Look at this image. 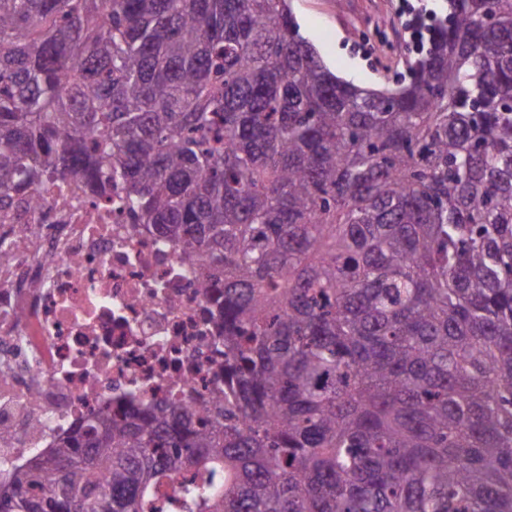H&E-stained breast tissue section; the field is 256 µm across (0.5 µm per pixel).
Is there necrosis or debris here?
Instances as JSON below:
<instances>
[{"instance_id": "4bbe7bcc", "label": "necrosis or debris", "mask_w": 512, "mask_h": 512, "mask_svg": "<svg viewBox=\"0 0 512 512\" xmlns=\"http://www.w3.org/2000/svg\"><path fill=\"white\" fill-rule=\"evenodd\" d=\"M0 478L91 412L224 401V335L181 246L77 182L0 205Z\"/></svg>"}]
</instances>
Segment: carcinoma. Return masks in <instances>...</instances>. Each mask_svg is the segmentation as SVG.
I'll return each instance as SVG.
<instances>
[{
	"label": "carcinoma",
	"mask_w": 512,
	"mask_h": 512,
	"mask_svg": "<svg viewBox=\"0 0 512 512\" xmlns=\"http://www.w3.org/2000/svg\"><path fill=\"white\" fill-rule=\"evenodd\" d=\"M393 89L288 0H0V202L121 191L224 331V408L94 413L0 512H512V0Z\"/></svg>",
	"instance_id": "obj_1"
}]
</instances>
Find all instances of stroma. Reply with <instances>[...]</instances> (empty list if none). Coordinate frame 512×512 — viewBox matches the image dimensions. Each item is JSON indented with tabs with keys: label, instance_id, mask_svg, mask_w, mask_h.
<instances>
[{
	"label": "stroma",
	"instance_id": "35a3bbf8",
	"mask_svg": "<svg viewBox=\"0 0 512 512\" xmlns=\"http://www.w3.org/2000/svg\"><path fill=\"white\" fill-rule=\"evenodd\" d=\"M301 32L336 74L367 85L405 70L409 11L441 16L446 0H291Z\"/></svg>",
	"mask_w": 512,
	"mask_h": 512
}]
</instances>
